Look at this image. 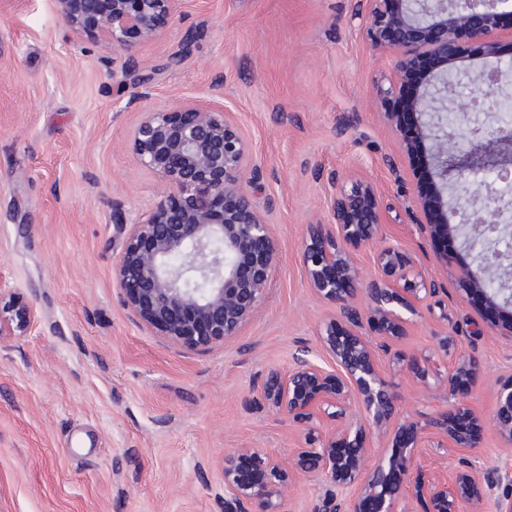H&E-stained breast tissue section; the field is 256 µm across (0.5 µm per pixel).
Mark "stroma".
I'll list each match as a JSON object with an SVG mask.
<instances>
[{
    "instance_id": "obj_1",
    "label": "stroma",
    "mask_w": 512,
    "mask_h": 512,
    "mask_svg": "<svg viewBox=\"0 0 512 512\" xmlns=\"http://www.w3.org/2000/svg\"><path fill=\"white\" fill-rule=\"evenodd\" d=\"M366 0H181L164 35L135 47L154 73L149 106L223 104L257 160L252 199L279 249L264 304L223 345L186 350L139 328L113 279L121 221L160 184L128 149L140 117L127 107L124 53L73 36L55 0H0V279L33 305L24 337L0 336V512H222L224 454L257 448L289 461L299 429L261 394L319 345L333 303L311 288L307 227L328 220L332 177L367 178L391 205L388 244L447 289L405 316L379 365L399 395L398 423L428 424L447 390L417 380L406 360L433 358L440 336L475 356L470 406L489 418L512 344L478 332L457 275L472 256L442 258L417 177L378 92L392 61L363 29ZM182 57L168 68L169 56ZM464 452L421 448L404 505L424 512L416 484L452 476Z\"/></svg>"
}]
</instances>
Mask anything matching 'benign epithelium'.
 Returning <instances> with one entry per match:
<instances>
[{
  "label": "benign epithelium",
  "mask_w": 512,
  "mask_h": 512,
  "mask_svg": "<svg viewBox=\"0 0 512 512\" xmlns=\"http://www.w3.org/2000/svg\"><path fill=\"white\" fill-rule=\"evenodd\" d=\"M366 35L376 49L390 55L394 83L382 98L390 127L406 155L412 143L403 131V116L419 118L427 158L435 173L430 193L414 194L425 213L431 237L464 238L480 266L512 267V247L497 243L512 234L502 223L504 206L495 183L479 171L509 168L463 161L448 168V158L465 145L484 140L483 125L473 112H494L491 99L500 83L498 66L483 63L475 76L476 94L458 105L448 98V85L462 70L457 62L474 49L497 58L503 40H512V0H367ZM58 10L79 39L103 42L112 51L129 52L132 38L159 39L178 12L179 0H56ZM132 92L126 107L151 96L153 77L136 58L123 64ZM128 148L160 182L150 206L123 223L124 240L113 264L124 306L145 330L187 350H205L237 335L263 304L273 267L279 259L276 240L264 214L248 191L253 164L250 144L233 113L222 106L178 101L148 108L133 128ZM455 184L454 206L445 194ZM328 223L310 225L302 261L309 283L321 298L336 304L348 328L324 323L319 341L334 362L329 369L304 356L295 358L285 375L270 373L261 393L278 414L304 431V444L289 466L256 448H234L224 454V512H286L284 491L295 477L320 476L329 484L317 512H407L399 508L409 483L411 454L418 448H473L482 420L467 404L476 361L456 355V338L440 339L445 357L454 359L448 376L434 382L455 397L454 408L433 422L440 435L425 442L423 428L400 427L411 444L400 453L368 464L367 431L393 422L398 396L379 368L386 344L366 339L369 325L383 333L400 328L402 311L438 293L419 280L421 271L395 247L377 254L382 277L365 280L354 252L383 240L390 206L365 180L331 185ZM481 202L486 213L474 217L470 205ZM459 274L468 292L502 310L512 295L493 289L468 263ZM368 298L365 310L354 302ZM32 305L0 289V336H24L33 326ZM484 329L512 343V319L499 321L494 310L482 318ZM321 416L331 421L324 437L315 436ZM501 438L512 444V375L499 382L496 406L489 418ZM512 476L483 470L468 460L449 482L427 490L428 512H478L485 489ZM360 489L349 496L346 490Z\"/></svg>",
  "instance_id": "7a95c632"
}]
</instances>
